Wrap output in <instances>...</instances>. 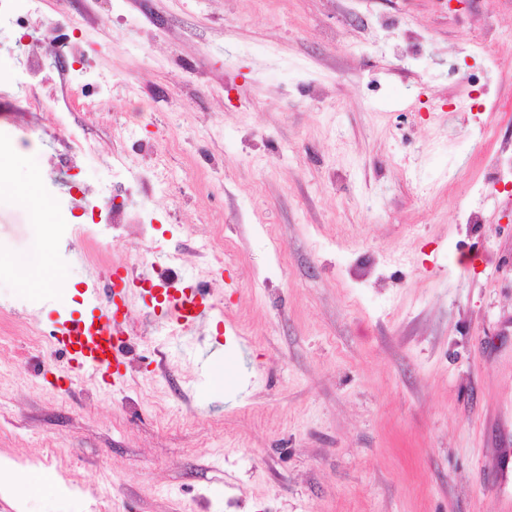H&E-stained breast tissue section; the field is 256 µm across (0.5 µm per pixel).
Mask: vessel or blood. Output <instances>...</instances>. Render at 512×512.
Returning <instances> with one entry per match:
<instances>
[{
  "instance_id": "obj_1",
  "label": "vessel or blood",
  "mask_w": 512,
  "mask_h": 512,
  "mask_svg": "<svg viewBox=\"0 0 512 512\" xmlns=\"http://www.w3.org/2000/svg\"><path fill=\"white\" fill-rule=\"evenodd\" d=\"M207 294V289H196L188 303L176 295L169 297V308L176 315V324L189 330L201 319L222 316V307L209 302ZM121 327L111 306L107 305L101 308L97 319H72L57 323L52 337L68 370L91 369L105 375L112 371V355L119 352L118 346L112 345L111 336Z\"/></svg>"
}]
</instances>
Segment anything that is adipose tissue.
Masks as SVG:
<instances>
[{
  "label": "adipose tissue",
  "instance_id": "adipose-tissue-1",
  "mask_svg": "<svg viewBox=\"0 0 512 512\" xmlns=\"http://www.w3.org/2000/svg\"><path fill=\"white\" fill-rule=\"evenodd\" d=\"M0 195L25 203L34 212V233L31 245L26 252L11 256L8 268L28 291L45 292L57 280V273L51 263L44 235L47 225L53 224L55 216L41 203L36 179H29L23 184L1 185Z\"/></svg>",
  "mask_w": 512,
  "mask_h": 512
}]
</instances>
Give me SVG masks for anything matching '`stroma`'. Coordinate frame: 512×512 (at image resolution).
<instances>
[{
    "label": "stroma",
    "instance_id": "1",
    "mask_svg": "<svg viewBox=\"0 0 512 512\" xmlns=\"http://www.w3.org/2000/svg\"><path fill=\"white\" fill-rule=\"evenodd\" d=\"M58 7L0 24V174L36 175L62 224L118 178L169 186L122 194L129 223L94 241L49 237L38 305L0 272V329L98 314L107 274L148 263L224 316L177 331L135 292L116 383L63 375L50 343L0 369V512H88L106 487L111 512H507L512 193L474 187L512 111H471L467 77L474 42L512 55V0H70L80 61L29 78ZM32 222L0 199V253ZM43 473L50 491L18 493Z\"/></svg>",
    "mask_w": 512,
    "mask_h": 512
}]
</instances>
